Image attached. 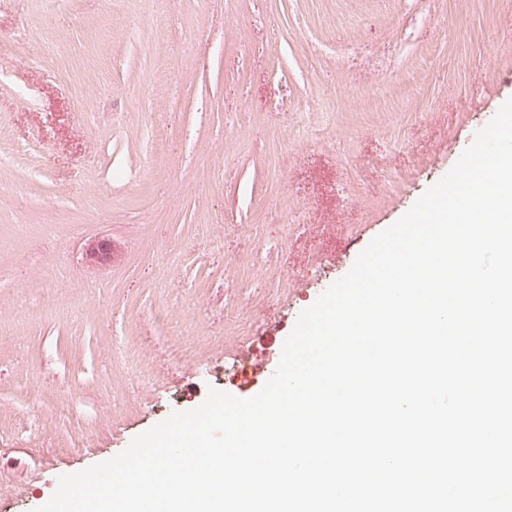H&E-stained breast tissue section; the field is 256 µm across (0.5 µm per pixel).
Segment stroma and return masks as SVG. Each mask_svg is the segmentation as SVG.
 <instances>
[{
  "mask_svg": "<svg viewBox=\"0 0 512 512\" xmlns=\"http://www.w3.org/2000/svg\"><path fill=\"white\" fill-rule=\"evenodd\" d=\"M511 98L512 0H0V512L210 386L257 395L250 361ZM84 254L95 265L106 267L116 259L117 249L110 239L94 238L85 244Z\"/></svg>",
  "mask_w": 512,
  "mask_h": 512,
  "instance_id": "1",
  "label": "stroma"
}]
</instances>
